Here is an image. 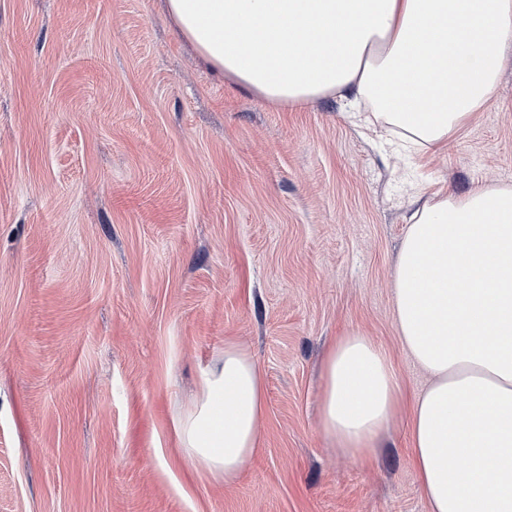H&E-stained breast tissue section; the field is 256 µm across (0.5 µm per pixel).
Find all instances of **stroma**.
<instances>
[{"instance_id":"35a3bbf8","label":"stroma","mask_w":512,"mask_h":512,"mask_svg":"<svg viewBox=\"0 0 512 512\" xmlns=\"http://www.w3.org/2000/svg\"><path fill=\"white\" fill-rule=\"evenodd\" d=\"M436 153L362 136L333 98L281 108L220 79L158 0H0V512H427L394 317L418 190L512 188V46ZM356 332L406 401L371 462L319 429ZM239 344L261 448L227 485L172 424Z\"/></svg>"}]
</instances>
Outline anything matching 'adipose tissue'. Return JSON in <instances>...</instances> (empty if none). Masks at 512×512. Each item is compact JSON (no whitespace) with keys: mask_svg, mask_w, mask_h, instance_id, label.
Wrapping results in <instances>:
<instances>
[{"mask_svg":"<svg viewBox=\"0 0 512 512\" xmlns=\"http://www.w3.org/2000/svg\"><path fill=\"white\" fill-rule=\"evenodd\" d=\"M217 74L269 103L323 96L368 134L438 150L492 97L512 0H164ZM402 346L429 376L409 421L428 512H512V188L426 198L394 273ZM319 425L345 454L372 457L402 403L397 372L367 337L323 361ZM265 387L238 345L201 375L175 431L188 459L232 484L261 445Z\"/></svg>","mask_w":512,"mask_h":512,"instance_id":"adipose-tissue-1","label":"adipose tissue"}]
</instances>
